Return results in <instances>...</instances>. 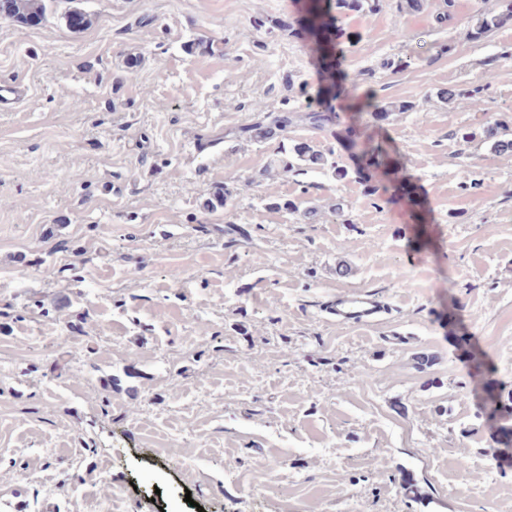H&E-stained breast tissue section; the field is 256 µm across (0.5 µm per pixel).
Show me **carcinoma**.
Here are the masks:
<instances>
[{
    "instance_id": "obj_1",
    "label": "carcinoma",
    "mask_w": 512,
    "mask_h": 512,
    "mask_svg": "<svg viewBox=\"0 0 512 512\" xmlns=\"http://www.w3.org/2000/svg\"><path fill=\"white\" fill-rule=\"evenodd\" d=\"M383 7L382 0H309L307 18L303 27L298 28L291 23H284L281 28L288 29L293 37L309 39L320 53L321 69L323 70L325 86L311 95L306 90V84H301L300 94L306 97L305 110L299 111L283 103L282 108L276 112L267 110L264 102L255 100L250 103L249 110L254 112V122L239 129V136L249 139H260L272 131H288V126L295 123H304L316 130L325 131L338 124L339 114L337 104L342 98L351 97V93L360 87H365L359 103L362 110L380 122L389 118L393 112H413L417 105L413 101H402L397 105H390L379 99L371 83L375 77L372 69L359 72L351 77L340 69V60L343 50L338 39L343 36L341 23L352 16H362L379 12ZM456 0H443V9L432 14L434 25L440 29L448 26L454 19ZM45 0H0V16L13 19L21 23H40L45 15ZM512 23V0H501L498 9H479L471 17L470 35L478 40L487 34ZM486 86H476L472 89L458 86L441 88L438 96L444 102H451L459 97L470 95L480 97L486 91ZM482 137L491 143L498 153H512V139H505L500 135V123L495 121L485 125ZM350 146L356 150L358 165L349 169L329 160L324 154L313 150L307 143H294L288 152L301 162L312 166L328 169L336 178L343 182L355 179L363 182L370 193H376L378 188L393 198H404L413 205H419L415 196L413 177L407 169L395 161H390V145L384 140L366 138L359 140V134L348 129ZM371 170L379 178L381 186L371 184V179L364 175V171ZM472 379L476 389L487 395L484 413L495 423L501 424V429L512 433V391L505 394L497 389L494 382L486 376V369L482 360L475 356L472 359Z\"/></svg>"
}]
</instances>
